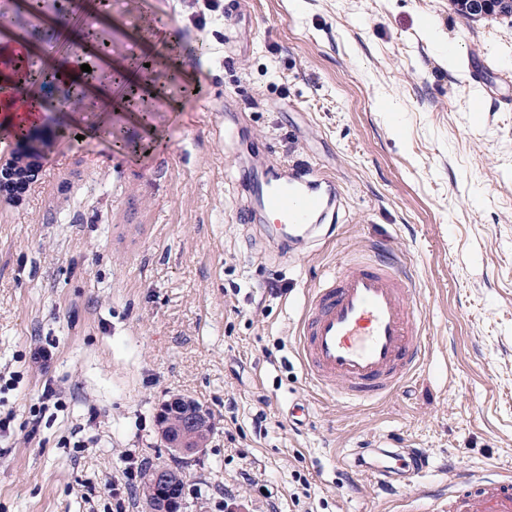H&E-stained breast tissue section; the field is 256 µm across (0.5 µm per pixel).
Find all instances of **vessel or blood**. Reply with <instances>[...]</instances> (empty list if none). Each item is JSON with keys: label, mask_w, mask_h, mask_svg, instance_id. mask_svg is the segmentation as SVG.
<instances>
[{"label": "vessel or blood", "mask_w": 512, "mask_h": 512, "mask_svg": "<svg viewBox=\"0 0 512 512\" xmlns=\"http://www.w3.org/2000/svg\"><path fill=\"white\" fill-rule=\"evenodd\" d=\"M317 177L286 168L280 179L249 186L251 195L294 237L312 235L335 201ZM414 284L384 246L346 255L336 273L313 289L298 320V354L320 390L361 405L386 397L415 370L424 349ZM376 467L387 493L417 483L430 467L413 448H384ZM448 512H512V478L488 473L448 490Z\"/></svg>", "instance_id": "vessel-or-blood-1"}]
</instances>
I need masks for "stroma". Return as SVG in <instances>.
<instances>
[{"label":"stroma","mask_w":512,"mask_h":512,"mask_svg":"<svg viewBox=\"0 0 512 512\" xmlns=\"http://www.w3.org/2000/svg\"><path fill=\"white\" fill-rule=\"evenodd\" d=\"M166 3L44 0L32 18L0 0V42L23 34L46 63L86 51L117 98L113 70L135 59L156 92L110 138L83 137L103 115L88 103L23 202L0 200V371L17 377L0 388V512H146L126 457L171 463L157 410L177 395L214 424L184 512H448L450 484L512 473V17L240 0L222 20ZM274 158L334 174V238L284 246L240 219V170L271 178ZM375 242L408 258L425 349L392 395L356 405L310 383L296 328L310 291ZM387 439L434 461L396 497L352 455Z\"/></svg>","instance_id":"35a3bbf8"}]
</instances>
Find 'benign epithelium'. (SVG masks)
<instances>
[{
  "label": "benign epithelium",
  "instance_id": "obj_1",
  "mask_svg": "<svg viewBox=\"0 0 512 512\" xmlns=\"http://www.w3.org/2000/svg\"><path fill=\"white\" fill-rule=\"evenodd\" d=\"M468 9L476 17L496 12L512 13V0H468ZM46 140L39 130L31 128V136L16 147L13 159L0 164V198L15 200L35 182L34 173L41 165ZM161 434L168 446L189 459L206 448L211 419L207 409L182 396L165 401L158 411ZM182 480L179 471L165 465L151 469L146 478L148 512H180V500L164 490Z\"/></svg>",
  "mask_w": 512,
  "mask_h": 512
}]
</instances>
